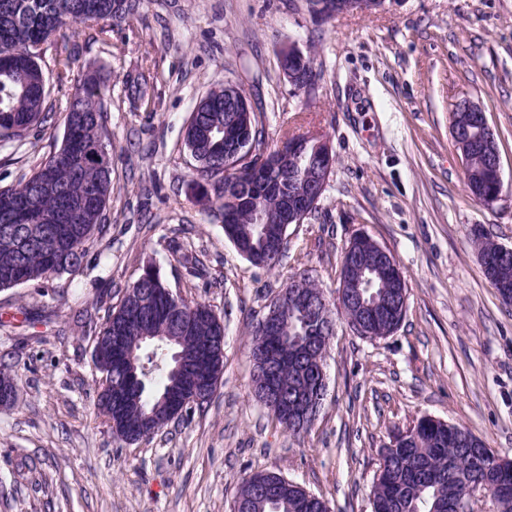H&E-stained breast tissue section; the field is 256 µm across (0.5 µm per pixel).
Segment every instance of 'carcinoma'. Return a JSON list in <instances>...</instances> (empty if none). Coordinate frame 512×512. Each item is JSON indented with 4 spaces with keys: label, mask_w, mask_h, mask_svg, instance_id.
Masks as SVG:
<instances>
[{
    "label": "carcinoma",
    "mask_w": 512,
    "mask_h": 512,
    "mask_svg": "<svg viewBox=\"0 0 512 512\" xmlns=\"http://www.w3.org/2000/svg\"><path fill=\"white\" fill-rule=\"evenodd\" d=\"M87 0H0V142L22 144L30 132L43 127L48 95L44 94L42 68L38 59L23 53L49 38L67 42L76 26L96 19L112 20L114 11L125 20L136 9V0H95L103 5L102 15L86 12ZM56 81L64 86L71 81V55H59L55 61ZM83 96L69 98L63 104L65 134L62 146L42 162L31 176L16 185L0 188V289L22 283H39L58 273L78 271L85 256V244L94 231H103L102 215L112 194L111 174L104 173L94 158L105 151L103 143L102 87L99 75L89 74L82 81ZM244 134L264 152L262 131L256 114L249 127L234 120L224 98V87H215L196 105L186 127L185 145L199 159L196 179L213 184L212 203L224 223L225 236L234 244L249 247L248 260L268 268L271 255L277 253L278 231L295 218L293 210H284L277 200L279 172L270 163H247L243 175L236 178L239 203H224L228 179L224 178V133ZM484 157H479L469 173L473 186L491 193L493 186L485 178ZM44 182L34 208L9 209L5 200L15 202L27 197L38 182ZM263 208L269 224L265 238H256L253 208ZM55 230L72 240V250L55 251L32 234L31 227ZM350 254L359 263L377 264L368 249L353 245ZM348 254V255H350ZM348 255H343L339 275L346 273ZM382 301L362 314L347 308L345 319L360 322L356 333L370 339L389 335L402 322L401 293L394 279ZM282 335L276 340L252 333L251 353L266 350L279 359L277 374L281 387L291 390L302 385L301 371L307 358L301 356V342L311 335L312 324L297 307L286 305L281 312ZM97 347L112 365L111 390L98 393L96 406L115 424V434L127 443L138 442L155 433L166 418L161 398L171 395L186 402L190 415L210 401L192 398L190 382L177 385L172 354L180 352L193 367H199L201 345L209 343L211 371L219 382L224 367V324L204 303L189 302L172 291L160 273L151 267L142 270L127 289L120 305L108 313L96 332ZM18 375L13 366L0 362V388L13 389ZM411 437L394 449L380 467L372 487L373 512H455L456 502L466 482L478 470L474 452L462 439L474 434L462 425L444 427L440 423L418 419L410 429ZM482 476L496 512H512V459L484 471ZM267 479L278 483L276 490L262 498L253 495V482L242 480L236 500L240 512H329L326 503L298 484L284 482L276 472Z\"/></svg>",
    "instance_id": "carcinoma-1"
}]
</instances>
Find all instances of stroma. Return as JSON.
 <instances>
[{"label": "stroma", "instance_id": "obj_1", "mask_svg": "<svg viewBox=\"0 0 512 512\" xmlns=\"http://www.w3.org/2000/svg\"><path fill=\"white\" fill-rule=\"evenodd\" d=\"M291 46L318 74L309 91L280 68ZM68 49L76 79L109 76L112 196L79 271L51 277L41 296L0 291V355L19 377L15 403L0 407V512H233L241 479L268 470L331 512H371L384 448L424 416L512 454V304L473 245L479 228L512 247V0H386L327 20L307 0H140L120 24L78 26ZM227 81L249 96L267 149L313 133L336 156L273 269L237 251L192 182L185 128ZM463 99L498 141L491 204L469 193L451 135ZM64 131L58 111L22 147L0 145V187L30 176ZM361 233L394 256L406 314L376 340L337 316L327 394L296 437L254 397L250 333L302 272L338 306L341 256ZM148 264L223 321L224 371L205 409L128 444L94 407L101 374L73 315L104 322ZM38 307L50 320L28 324Z\"/></svg>", "mask_w": 512, "mask_h": 512}]
</instances>
